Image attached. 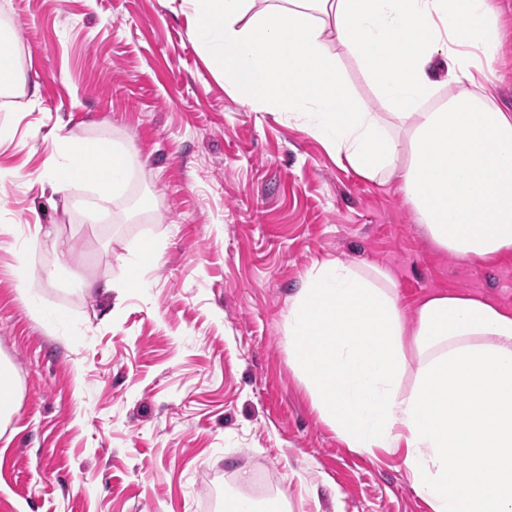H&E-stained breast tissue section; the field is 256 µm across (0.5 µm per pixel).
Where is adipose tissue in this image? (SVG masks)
I'll return each instance as SVG.
<instances>
[{"mask_svg": "<svg viewBox=\"0 0 512 512\" xmlns=\"http://www.w3.org/2000/svg\"><path fill=\"white\" fill-rule=\"evenodd\" d=\"M255 2L190 0L193 33L242 104L286 113L365 179L398 180L449 254L512 251V109L490 68L512 28L492 0ZM334 42L366 63L383 111L355 97ZM57 153L47 183L88 187L94 221L132 177L107 139L63 134ZM415 316L406 330L386 272L318 263L288 311L293 367L348 448L404 450L432 512H512V310L449 292Z\"/></svg>", "mask_w": 512, "mask_h": 512, "instance_id": "ef3b65f1", "label": "adipose tissue"}]
</instances>
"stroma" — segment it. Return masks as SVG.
<instances>
[{
    "label": "stroma",
    "mask_w": 512,
    "mask_h": 512,
    "mask_svg": "<svg viewBox=\"0 0 512 512\" xmlns=\"http://www.w3.org/2000/svg\"><path fill=\"white\" fill-rule=\"evenodd\" d=\"M1 23L19 67L0 96V358L21 397L0 427V512H222L229 493L288 512H431L403 450L354 452L320 417L289 359L288 308L336 259L387 272L409 329L437 293L512 309V252L448 254L394 183L240 104L185 0H0ZM60 134L135 159L98 222L88 193L42 185ZM145 238L160 258L143 287L85 288L124 278Z\"/></svg>",
    "instance_id": "obj_1"
}]
</instances>
